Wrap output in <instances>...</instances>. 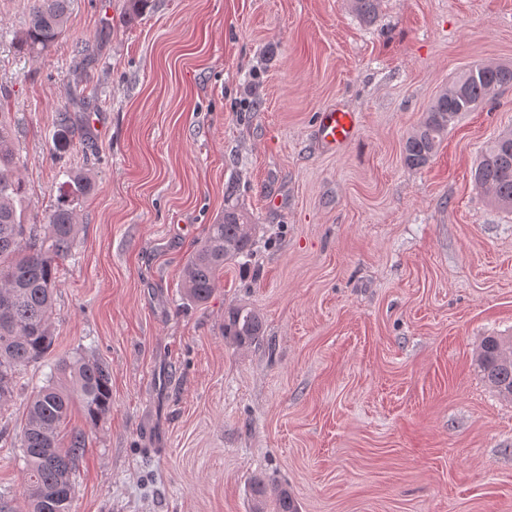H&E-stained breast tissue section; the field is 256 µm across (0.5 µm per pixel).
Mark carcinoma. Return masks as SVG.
I'll return each mask as SVG.
<instances>
[{
  "label": "carcinoma",
  "mask_w": 512,
  "mask_h": 512,
  "mask_svg": "<svg viewBox=\"0 0 512 512\" xmlns=\"http://www.w3.org/2000/svg\"><path fill=\"white\" fill-rule=\"evenodd\" d=\"M69 0H31L28 26L20 49L40 54L64 34ZM382 0H351L352 9L373 20ZM512 85L511 65H473L443 88L425 117L406 138L405 164L426 165L441 141L462 115L495 98ZM71 125L66 112L58 113L54 141L58 148L71 147ZM475 185L495 204L512 209V129H507L483 151L474 168ZM93 191L84 175H73L62 190L49 223L37 229L24 219V185L17 169L16 153L5 113H0V404L14 394L19 372L48 354L54 344L50 315L58 261L71 253L79 231L78 201ZM256 225L232 205L224 208V220L209 226L203 243L187 259L182 272L184 295L204 304L224 273V264L251 253ZM224 334L240 343L261 335L257 315L243 307L231 309ZM484 377L498 393L512 399V338L489 336L475 359ZM85 421L95 426L112 406V376L101 360L74 355L59 360L47 384L29 401L17 437L29 471L22 492V512H71L73 475L87 448V433L77 429L62 445L59 430L74 405ZM299 512L286 489L257 487V508L265 512Z\"/></svg>",
  "instance_id": "cac0c4a2"
}]
</instances>
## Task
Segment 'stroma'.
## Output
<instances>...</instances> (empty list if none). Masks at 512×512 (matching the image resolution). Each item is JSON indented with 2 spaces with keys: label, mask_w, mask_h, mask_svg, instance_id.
Returning a JSON list of instances; mask_svg holds the SVG:
<instances>
[{
  "label": "stroma",
  "mask_w": 512,
  "mask_h": 512,
  "mask_svg": "<svg viewBox=\"0 0 512 512\" xmlns=\"http://www.w3.org/2000/svg\"><path fill=\"white\" fill-rule=\"evenodd\" d=\"M71 0L64 35L20 50L30 0H0V112L47 223L95 184L59 264L54 345L0 405V493L48 366L108 364L112 410L74 476L72 512H253V479L300 512H512V400L474 363L512 336V212L476 189L512 129V86L465 113L431 162L403 146L474 64L512 65V0ZM85 52H78V43ZM354 115L332 150L318 114ZM75 145L54 149L59 113ZM233 201L256 226L202 306L181 271ZM262 323L250 344L227 309ZM224 333L233 336L238 342H251L261 335V324L257 315L243 307L231 309Z\"/></svg>",
  "instance_id": "1"
}]
</instances>
